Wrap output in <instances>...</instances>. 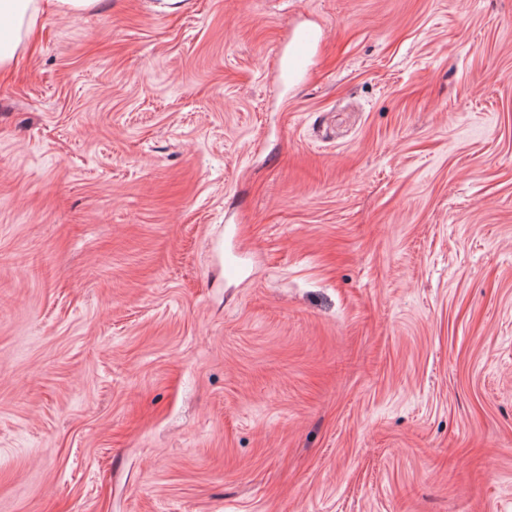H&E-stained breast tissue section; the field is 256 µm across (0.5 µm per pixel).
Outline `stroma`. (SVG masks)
Here are the masks:
<instances>
[{
  "mask_svg": "<svg viewBox=\"0 0 512 512\" xmlns=\"http://www.w3.org/2000/svg\"><path fill=\"white\" fill-rule=\"evenodd\" d=\"M154 3L0 74V512H512V0ZM318 41V33L313 29H301L292 40L281 71L278 74L297 76L309 66L311 50Z\"/></svg>",
  "mask_w": 512,
  "mask_h": 512,
  "instance_id": "1",
  "label": "stroma"
}]
</instances>
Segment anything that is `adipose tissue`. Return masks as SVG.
I'll list each match as a JSON object with an SVG mask.
<instances>
[{
  "mask_svg": "<svg viewBox=\"0 0 512 512\" xmlns=\"http://www.w3.org/2000/svg\"><path fill=\"white\" fill-rule=\"evenodd\" d=\"M100 0H0V18L8 20L11 36L0 39V70L11 65L24 38L34 31L43 12L76 14L94 9Z\"/></svg>",
  "mask_w": 512,
  "mask_h": 512,
  "instance_id": "adipose-tissue-1",
  "label": "adipose tissue"
}]
</instances>
